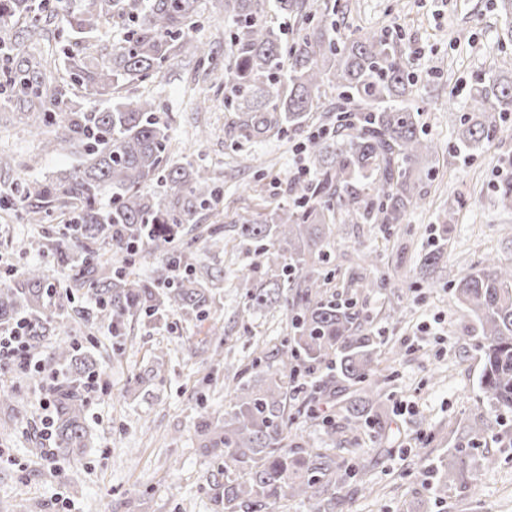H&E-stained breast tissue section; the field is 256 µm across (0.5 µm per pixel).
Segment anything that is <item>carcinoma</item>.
<instances>
[{
    "mask_svg": "<svg viewBox=\"0 0 512 512\" xmlns=\"http://www.w3.org/2000/svg\"><path fill=\"white\" fill-rule=\"evenodd\" d=\"M269 8L300 16L293 38L259 20ZM224 11L240 23L224 63V107L236 113L238 135L260 142L279 138L304 130L316 112L321 128L306 137L317 168L313 177L291 184L292 204L263 214L246 210L229 226L206 229L204 242L211 247H219L228 230L255 246L258 256L270 248L281 253L284 262L272 274L256 276L254 264L243 275L246 310L282 306L290 329L275 360L256 348L235 373L223 420L200 418L201 448L222 462L224 475L210 487L211 499L219 512H274L288 497L306 502L308 512H336V494L352 478L351 469L333 449L293 435L288 406L300 393L310 401L327 399L330 383H346L354 390L345 399V425L361 431L375 397L361 384L376 373L377 351L356 302L327 295L324 243L330 225L346 218L402 223L427 197L420 166L430 162L435 146L423 136L405 51L396 42L333 34L314 23L304 0H224ZM58 16L57 37L68 62L62 76L28 53L48 34L47 19ZM197 17L198 0H84L77 13L68 11L67 0H0V28L14 29L0 38L5 93L26 110L32 126L51 134L49 150L79 158L61 177L22 180L11 190L24 203L21 223L49 225L44 246L69 272L68 283L53 285L42 267L31 265L0 282V323L27 320L28 352L50 336L51 309L73 313L85 326L108 324L112 347L120 350L126 325L136 318L157 321L170 310L201 318L215 304L220 272H176L191 266L197 215L221 202L216 179L191 163L168 165L171 141L160 104L120 95L172 64ZM116 18L128 22L120 43L100 50L85 45L86 34ZM328 87L338 104L325 102ZM75 90L100 107H75ZM455 111L458 147L475 151L496 139L512 112V74H489ZM157 178L163 189L148 190ZM496 201L512 210V179L498 185ZM142 250L161 256L151 279L129 271ZM346 282L364 292L383 287L365 268L349 271ZM455 294L479 325L480 390L494 411L512 414V262L485 258L460 278ZM52 362L66 370L54 391L53 425L56 449L69 456L90 444L84 389L94 361L60 344ZM167 364V353L155 354L152 368L134 384L163 381ZM460 453L440 460L443 482L461 473Z\"/></svg>",
    "mask_w": 512,
    "mask_h": 512,
    "instance_id": "obj_1",
    "label": "carcinoma"
}]
</instances>
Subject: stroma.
<instances>
[{"label":"stroma","mask_w":512,"mask_h":512,"mask_svg":"<svg viewBox=\"0 0 512 512\" xmlns=\"http://www.w3.org/2000/svg\"><path fill=\"white\" fill-rule=\"evenodd\" d=\"M306 9L338 32L381 36L408 51L423 48L410 71L436 159L425 202L403 223L338 224L325 247L322 269L330 290L341 291L347 271L366 257L369 275L386 283L380 292L353 294L377 338L386 380L373 424L360 435L347 433L332 401L318 404L314 415H295L292 430L315 447H339L341 457L360 468L359 481L339 491L336 512H512V416H498L479 389L476 321L452 291L485 256L512 261V211L495 200L502 160L512 156V117L498 140L470 153L456 148L451 131L457 115L448 109L465 104L479 79L512 69L501 0H307ZM200 10L172 65L125 94L160 103L171 163L215 173L224 200L198 215L205 228L230 223L244 210L285 203L289 180L315 163L303 148L304 135L252 142L234 132L235 115L225 110L223 91L199 71L196 47L212 44L226 59L236 25L224 13V0H200ZM200 126L208 132L202 142L196 139ZM42 141L15 120L13 103L1 93L0 151L15 164L0 169V195L12 183L75 165L73 156L44 151ZM450 207L455 222L445 233L440 216ZM44 233V225L18 223L12 211L0 209V259L18 270L39 265L50 279H60L50 254L37 247ZM438 248L442 261L431 279H422L423 257ZM256 261L270 269L283 259L274 251L255 257L230 236L217 248L199 246L196 269L224 272L208 315L189 320L171 311L158 322L131 321L117 352L107 324L82 331L70 317H57L56 337L37 355L40 371L0 378L17 396L14 408H0V512H15L21 501L33 512H214L209 486L217 465L199 450L197 422L205 413L223 415L232 385L228 366L247 364L259 343L275 355L288 334L283 309L245 310L241 273ZM216 323L224 327L219 338L209 333ZM60 341L93 354L105 387L87 398L91 448L50 462L42 454L37 400L53 389L50 361ZM219 343L223 363L206 360ZM161 350L169 358L164 381L132 389L131 378ZM458 448L467 452L464 475L440 493L435 468Z\"/></svg>","instance_id":"obj_1"}]
</instances>
